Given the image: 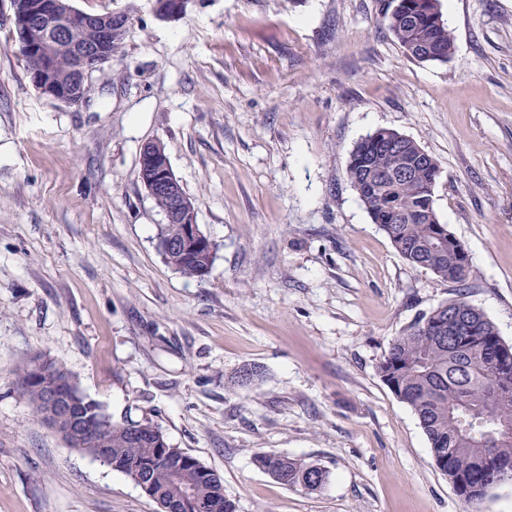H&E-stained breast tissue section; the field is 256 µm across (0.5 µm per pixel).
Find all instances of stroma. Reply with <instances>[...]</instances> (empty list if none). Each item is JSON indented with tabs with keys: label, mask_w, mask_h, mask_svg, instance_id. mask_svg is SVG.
Instances as JSON below:
<instances>
[{
	"label": "stroma",
	"mask_w": 512,
	"mask_h": 512,
	"mask_svg": "<svg viewBox=\"0 0 512 512\" xmlns=\"http://www.w3.org/2000/svg\"><path fill=\"white\" fill-rule=\"evenodd\" d=\"M72 5L134 8L81 107L33 86L0 0V512H159L32 412L15 373L37 357L113 420L158 424L237 512H512V482L464 504L377 370L461 296L512 345V0H439L443 63L406 54L388 0H190L172 21L154 0ZM382 128L437 160L464 285L404 260L351 186V150ZM150 140L218 246L204 279L160 252ZM250 364L262 379L230 389ZM262 453L328 482L281 485Z\"/></svg>",
	"instance_id": "stroma-1"
}]
</instances>
